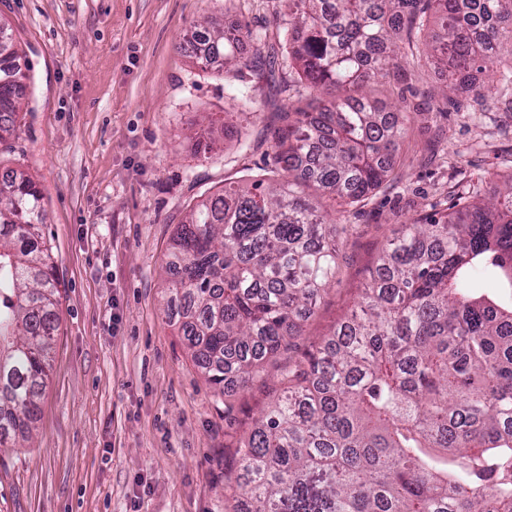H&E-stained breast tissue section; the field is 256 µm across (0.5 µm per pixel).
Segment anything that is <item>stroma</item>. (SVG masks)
I'll return each instance as SVG.
<instances>
[{"label":"stroma","mask_w":512,"mask_h":512,"mask_svg":"<svg viewBox=\"0 0 512 512\" xmlns=\"http://www.w3.org/2000/svg\"><path fill=\"white\" fill-rule=\"evenodd\" d=\"M283 0H0L34 77L0 173L23 169L41 192L42 243L56 268L59 326L27 447L0 453V512H225L236 448L278 391L266 367L220 389L195 365L170 299L171 237L225 181L269 176L271 133L317 94L278 50ZM247 42L243 69L259 112L235 121L227 82L189 48L200 24ZM411 80L384 96L415 111L392 187L347 213L336 282L286 355L306 360L358 310L387 238L490 195L512 174V110L500 85L441 96L446 72L406 58Z\"/></svg>","instance_id":"1"}]
</instances>
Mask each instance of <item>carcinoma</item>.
<instances>
[{
  "label": "carcinoma",
  "mask_w": 512,
  "mask_h": 512,
  "mask_svg": "<svg viewBox=\"0 0 512 512\" xmlns=\"http://www.w3.org/2000/svg\"><path fill=\"white\" fill-rule=\"evenodd\" d=\"M284 62L321 95L274 131L278 177L226 185L190 209L171 247L180 331L209 383L248 386L301 335L336 278L331 214L365 204L392 171L405 112L371 88L430 21L422 55L450 71L512 84V0H284ZM226 71L244 26L204 30ZM0 24V144L17 130L26 74ZM244 120L251 91L231 86ZM312 188L309 194L305 189ZM330 200V207L321 198ZM33 179L0 177V447L28 440L54 348V265ZM488 281L493 294L477 293ZM280 392L237 448L227 512H512V174L438 218L415 219L385 245L360 311L304 363L286 362Z\"/></svg>",
  "instance_id": "carcinoma-1"
}]
</instances>
